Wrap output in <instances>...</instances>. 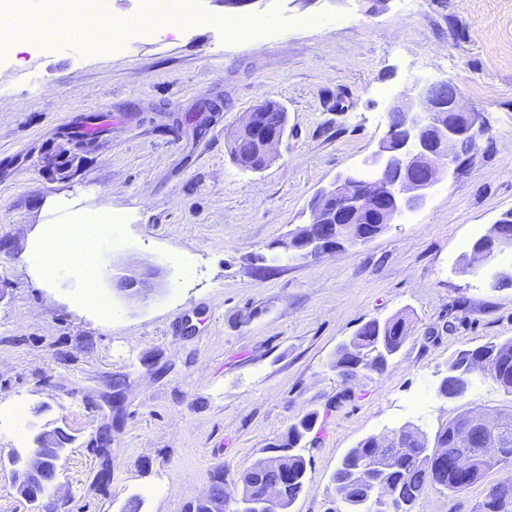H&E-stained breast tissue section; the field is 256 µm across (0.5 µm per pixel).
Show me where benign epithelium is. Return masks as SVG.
Masks as SVG:
<instances>
[{"mask_svg":"<svg viewBox=\"0 0 512 512\" xmlns=\"http://www.w3.org/2000/svg\"><path fill=\"white\" fill-rule=\"evenodd\" d=\"M265 101L242 117L236 134H250L258 140L265 160H270L282 142L284 130L270 119ZM388 130L379 149L369 158L376 168L369 180L354 171L340 173L326 188L316 192L309 208L313 219L302 232H292L276 247L305 259H318L348 243L351 224H391L405 211L421 208L428 191L442 172H459L471 165L487 135L481 113L464 106L456 83L450 78L414 80L389 106ZM80 156L62 146L47 149L40 168L49 179H65ZM368 220H363V216ZM499 244L495 228H490L473 249L474 262L492 257ZM152 272L125 275L118 287L130 297H144L151 286ZM478 423L469 420L462 429L460 443L451 448L454 465L465 470L472 459L465 449ZM48 447L46 436L38 437V447L28 455L11 450L16 457V482L38 476ZM33 512H71L70 497L56 494L50 499L30 500Z\"/></svg>","mask_w":512,"mask_h":512,"instance_id":"1","label":"benign epithelium"}]
</instances>
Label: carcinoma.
<instances>
[{
	"label": "carcinoma",
	"mask_w": 512,
	"mask_h": 512,
	"mask_svg": "<svg viewBox=\"0 0 512 512\" xmlns=\"http://www.w3.org/2000/svg\"><path fill=\"white\" fill-rule=\"evenodd\" d=\"M230 152L248 160H256L258 145L250 136L232 138ZM409 335L406 319L394 315L384 321L370 320L355 334L336 349L330 368L341 377L351 374L350 382H357L367 371H381L398 353ZM480 369L478 375L491 380L506 391L512 390V339L488 341L475 348L458 352L448 359L445 369L455 372L461 369ZM477 416L473 411H463L441 426L429 438L428 433L418 425L408 432L404 426L393 432L405 436L407 444L401 455L394 461L387 460L380 452L382 439L369 436L350 449L342 458L332 477L336 512H392L385 508V497L391 496L399 512H413L421 495L431 486H441L452 492L462 493L481 483L492 468L512 463V450L505 457L495 460L478 458L471 470L462 475L447 463L441 455L422 451L432 443L436 448H450L460 434L463 422ZM317 422V413L309 412L292 424L285 441L272 447L273 455L257 462L243 471L239 477L241 490L239 500L256 502L263 499L271 488L276 490L275 498L265 512H290V508L302 493L307 472L305 458L297 448L311 434ZM374 466L383 467L384 475L380 486L375 487L352 479L351 468ZM56 461L50 457L43 462L42 481L31 486L16 485L19 494L45 496L51 493ZM216 482V495L211 506L196 512H225L226 498L223 497V474L212 476ZM478 512H512V497L505 500L483 496Z\"/></svg>",
	"instance_id": "carcinoma-1"
}]
</instances>
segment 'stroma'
Segmentation results:
<instances>
[{
  "label": "stroma",
  "mask_w": 512,
  "mask_h": 512,
  "mask_svg": "<svg viewBox=\"0 0 512 512\" xmlns=\"http://www.w3.org/2000/svg\"><path fill=\"white\" fill-rule=\"evenodd\" d=\"M23 22L49 51L0 56V451L73 436L63 492L74 512H188L216 470L234 492L309 412L307 477L291 512H334L331 476L369 436L406 422L428 432L471 409L512 411V394L478 381L443 401L437 373L458 351L512 339V287L488 277L510 255L463 271V257L512 209V0H256L231 12L192 0L174 32L115 46L67 48L72 16L45 19L23 0ZM236 19L267 21L238 40ZM451 78L489 127L473 165L442 174L421 209L371 241L316 260L254 258L310 222L314 194L366 159L387 130V107L416 78ZM278 102L288 122L276 158L240 169L229 143L243 114ZM103 118L63 180L48 179L49 146ZM109 210L94 264L105 311L89 308L84 273L44 277L47 223ZM148 268L153 289L130 298L116 279ZM404 314L411 333L383 371L347 384L329 370L364 322ZM123 379L113 391V378ZM112 436L109 472L91 450ZM497 467L456 494L428 488L414 512H475Z\"/></svg>",
  "instance_id": "stroma-1"
}]
</instances>
